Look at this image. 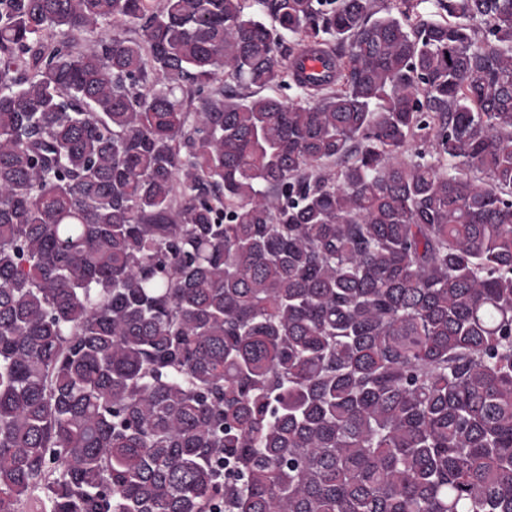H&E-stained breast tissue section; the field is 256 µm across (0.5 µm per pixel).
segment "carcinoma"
Returning <instances> with one entry per match:
<instances>
[{"label": "carcinoma", "instance_id": "carcinoma-1", "mask_svg": "<svg viewBox=\"0 0 512 512\" xmlns=\"http://www.w3.org/2000/svg\"><path fill=\"white\" fill-rule=\"evenodd\" d=\"M418 2L0 0V512H512V0Z\"/></svg>", "mask_w": 512, "mask_h": 512}]
</instances>
